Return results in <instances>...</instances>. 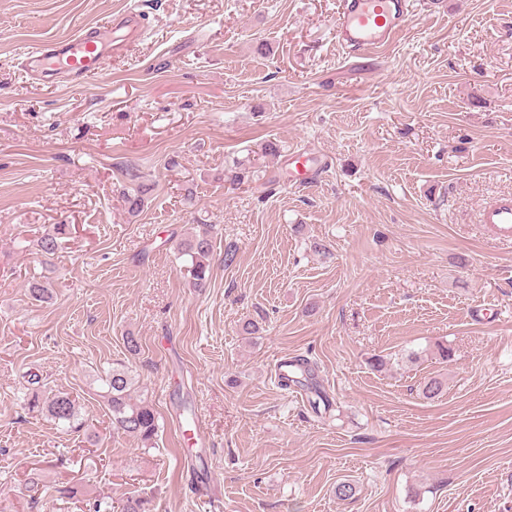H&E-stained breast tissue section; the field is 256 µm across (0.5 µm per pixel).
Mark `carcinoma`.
Returning <instances> with one entry per match:
<instances>
[{
    "label": "carcinoma",
    "mask_w": 512,
    "mask_h": 512,
    "mask_svg": "<svg viewBox=\"0 0 512 512\" xmlns=\"http://www.w3.org/2000/svg\"><path fill=\"white\" fill-rule=\"evenodd\" d=\"M69 225L55 224L52 230L44 234L38 241L39 250L51 255L59 247V238L67 234ZM212 240L209 231L204 229L180 240L176 245L179 258L182 259L184 272L189 282L195 288L206 286L211 276L210 257ZM53 288L47 281H33L29 285L30 297L39 302H45L52 297ZM290 376L287 382L296 386L301 385L314 391L316 399L312 401L314 409L319 406L329 408V399L314 388L312 376L314 368L311 362L299 358L288 363ZM104 395L102 398L110 413L112 428L125 435L141 441L145 446L153 444L157 434V421L153 407L145 399L133 396V378L129 368L119 364L112 368L103 380ZM445 388V380L439 376L429 378L422 387V395L426 399L440 396ZM29 410L46 414L55 423L71 427L79 421V411L76 400L64 392L34 395L28 401Z\"/></svg>",
    "instance_id": "1"
}]
</instances>
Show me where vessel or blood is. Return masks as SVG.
Returning <instances> with one entry per match:
<instances>
[{"mask_svg":"<svg viewBox=\"0 0 512 512\" xmlns=\"http://www.w3.org/2000/svg\"><path fill=\"white\" fill-rule=\"evenodd\" d=\"M411 17L410 0H342L336 32L350 52L365 54L392 41ZM108 26H87L77 34L27 49L23 71L29 81L43 85H82L103 72L105 51L125 53V40L108 41ZM482 223L499 239L512 240V197L484 207Z\"/></svg>","mask_w":512,"mask_h":512,"instance_id":"obj_1","label":"vessel or blood"}]
</instances>
